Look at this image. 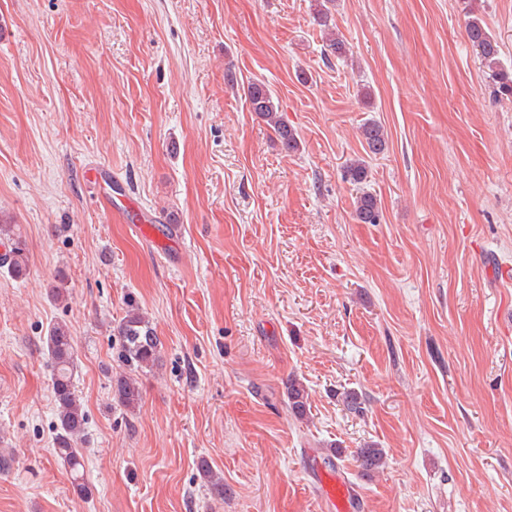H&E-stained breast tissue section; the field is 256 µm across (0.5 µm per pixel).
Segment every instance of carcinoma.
<instances>
[{"instance_id":"obj_1","label":"carcinoma","mask_w":512,"mask_h":512,"mask_svg":"<svg viewBox=\"0 0 512 512\" xmlns=\"http://www.w3.org/2000/svg\"><path fill=\"white\" fill-rule=\"evenodd\" d=\"M315 21L326 36V51L338 58L347 57L345 41L334 30L331 10L327 4L334 0H322ZM466 36L487 70V78L492 88L493 98L512 99V72L501 66V48L496 35L479 16L471 14L465 22ZM244 98L249 110L273 127L283 147L294 150L298 146L296 133L278 115V105L274 91L263 81L255 80L244 88ZM361 137L366 152L377 155L384 152L388 135L384 126L369 120L361 126ZM345 178L353 183H361L367 178V167L361 159H355L345 167ZM355 220L360 224H378L382 211L376 196L363 193L356 198ZM11 273L17 277L27 269V256L21 241H15L14 249L3 259ZM121 347V359L132 372L152 367L159 360L160 340L149 321L136 307H131L116 326ZM46 346L53 364L52 387L58 419L55 436V452L70 469L75 491L87 494L90 488L82 482L83 460L76 444L84 432L87 417L73 384V368L76 350L72 336L62 324L54 325L46 337ZM115 396L124 406H132L140 400V390L132 376H121L115 383ZM288 408L299 419L310 411L309 395L306 388L294 378L287 382ZM356 462L367 474L383 463V453L379 448H362L357 453Z\"/></svg>"}]
</instances>
